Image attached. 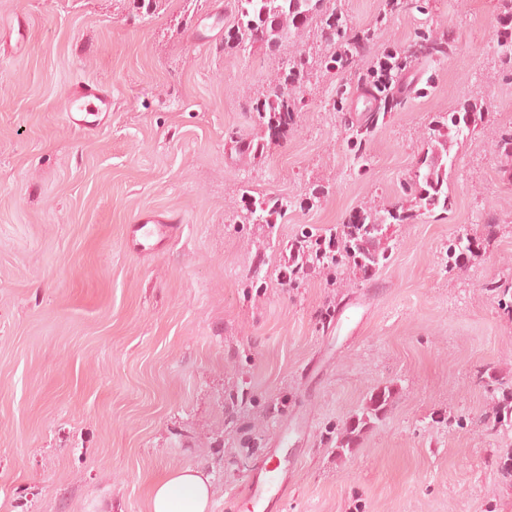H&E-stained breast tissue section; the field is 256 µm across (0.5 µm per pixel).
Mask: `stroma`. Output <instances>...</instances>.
Instances as JSON below:
<instances>
[{
  "label": "stroma",
  "instance_id": "obj_1",
  "mask_svg": "<svg viewBox=\"0 0 512 512\" xmlns=\"http://www.w3.org/2000/svg\"><path fill=\"white\" fill-rule=\"evenodd\" d=\"M235 5L0 0V512H150L153 481L188 467L211 512H512V422L487 420L512 390V10L328 0L364 41L329 72L316 22L274 53L225 48ZM389 50L407 67L372 91ZM300 55L269 132L256 105ZM83 81L112 87L93 133L64 118ZM468 100L447 208L387 225L375 269L340 251L282 278L305 233L410 210L433 117ZM269 198L287 211L249 222ZM146 212L183 217L153 251L128 233ZM273 465L281 491L250 501ZM391 398L390 390L380 391L372 395L369 399L367 407L364 409L362 416L353 420L348 427L345 428L347 435H352L360 427L363 428L371 420H379L385 413ZM366 411V412H365Z\"/></svg>",
  "mask_w": 512,
  "mask_h": 512
}]
</instances>
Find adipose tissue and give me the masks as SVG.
Wrapping results in <instances>:
<instances>
[{"mask_svg": "<svg viewBox=\"0 0 512 512\" xmlns=\"http://www.w3.org/2000/svg\"><path fill=\"white\" fill-rule=\"evenodd\" d=\"M211 477L201 469H181L158 478L150 491V512H210Z\"/></svg>", "mask_w": 512, "mask_h": 512, "instance_id": "1", "label": "adipose tissue"}]
</instances>
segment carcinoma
Listing matches in <instances>:
<instances>
[{"label": "carcinoma", "instance_id": "cac0c4a2", "mask_svg": "<svg viewBox=\"0 0 512 512\" xmlns=\"http://www.w3.org/2000/svg\"><path fill=\"white\" fill-rule=\"evenodd\" d=\"M324 2L325 0H238L235 23L227 31L225 45L244 47L248 43L261 42L273 52L280 44L295 38L306 23L314 18L320 19L327 40L333 42L341 32L326 14ZM304 68L305 61L302 58L295 57L289 60L288 69L284 70L270 87L262 107L256 108L258 118L265 121L269 130L277 131L288 125L293 109L285 96L284 88L290 83L301 82ZM435 127L439 131V136L436 137L439 152L422 162L424 170H416L410 184V188L414 189V206L420 211H430L439 205L448 207V175L443 158L450 157L451 144L442 131L453 130L460 135L464 130L470 129L469 113H445L435 121ZM282 209H288V203L263 200L259 202V208L251 211V216L255 221H263L266 211L276 212ZM402 220L404 216L395 206L382 213L362 214L358 222L343 226V251L353 264L360 268L378 266L383 255L377 249V241L384 226ZM305 244L314 261L326 265L334 263L330 251L312 235H305ZM390 398L391 393L388 390L372 395L362 416L345 428L346 434L351 435L369 422L380 419L389 405ZM506 417L512 419V395L504 397L503 401L493 408L490 419L496 425Z\"/></svg>", "mask_w": 512, "mask_h": 512}]
</instances>
